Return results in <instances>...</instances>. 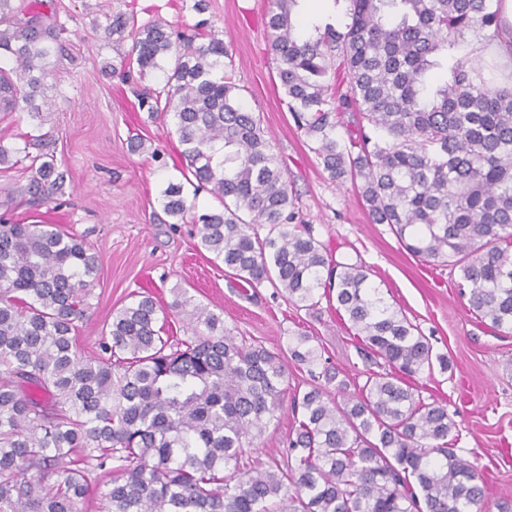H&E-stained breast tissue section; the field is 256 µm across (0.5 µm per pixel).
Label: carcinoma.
Here are the masks:
<instances>
[{
    "label": "carcinoma",
    "instance_id": "1",
    "mask_svg": "<svg viewBox=\"0 0 512 512\" xmlns=\"http://www.w3.org/2000/svg\"><path fill=\"white\" fill-rule=\"evenodd\" d=\"M345 30L298 35V0H270L266 28L279 88L295 125L331 179L350 181L375 224L414 257L459 272L468 310L512 330V84H499L469 55L473 35L501 34L497 0H348ZM133 36L112 73L164 74L137 106L175 120L185 169L161 190L165 214L192 213L185 185L219 207L192 217L198 246L252 288L279 285L312 310L336 301L365 361L364 383L323 362L314 337L288 338V355L238 340L224 318L173 289L169 308L193 335H164L155 298L139 292L112 313L100 353L78 350L79 323L98 280L97 254L56 224L0 222V512H82L95 469L113 474L102 512H512L489 505L475 463L458 454L448 409L425 401L411 380L448 361L400 311L368 269L333 258L307 228L284 180L261 116L242 103L232 53L216 34L173 40L158 19L118 15L108 35ZM56 39L38 16L0 0V111L37 117L49 106V54ZM334 71L346 91L327 82ZM357 117L343 139L341 114ZM0 167L26 160L39 202L65 174L9 148ZM320 384L288 392V363ZM290 400L295 427L282 460L249 459Z\"/></svg>",
    "mask_w": 512,
    "mask_h": 512
}]
</instances>
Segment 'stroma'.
<instances>
[{
    "label": "stroma",
    "instance_id": "35a3bbf8",
    "mask_svg": "<svg viewBox=\"0 0 512 512\" xmlns=\"http://www.w3.org/2000/svg\"><path fill=\"white\" fill-rule=\"evenodd\" d=\"M204 13L193 0H23L46 28L63 23L46 59L52 107L41 118L25 111L0 113L9 142L22 146L24 134L40 136L31 154L53 157L66 182L39 204L29 201L30 170L0 169V217L10 222L46 221L82 236L100 258L89 318L80 326V349L93 354L105 320L133 294L153 292L168 305L176 288L194 302L223 313L234 335L259 340L271 350L287 349L290 336H314L339 376L363 383L366 363L348 323L320 304L298 310L270 284L252 288L225 273L197 251V227L173 223L160 191L180 179L181 145L172 118L132 111L136 88L158 87L154 74L120 83L113 65L130 52L131 39L106 38L113 15L138 22L166 20L191 35L198 21L223 37L233 52L243 100L260 114L274 150L288 165L284 177L298 197L300 217L337 260L361 262L385 302L422 330L434 353L448 360L447 372L420 375L426 401L446 405L458 424L459 454L475 460L487 483L489 501L512 496V332L483 325L468 310L456 272L425 265L402 249L388 225L375 224L351 184L330 179L297 130L277 87L276 63L267 50V0H207ZM140 135L144 150L132 152Z\"/></svg>",
    "mask_w": 512,
    "mask_h": 512
}]
</instances>
